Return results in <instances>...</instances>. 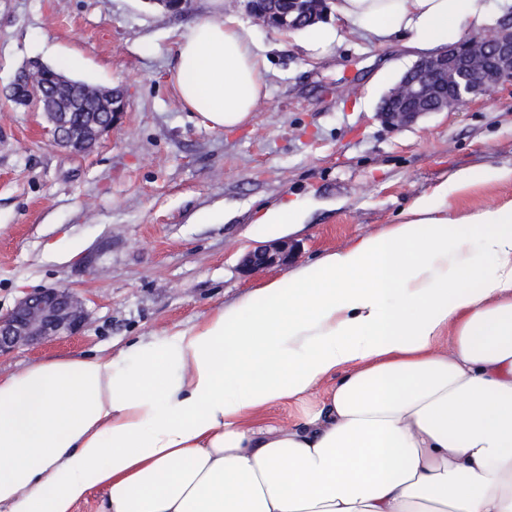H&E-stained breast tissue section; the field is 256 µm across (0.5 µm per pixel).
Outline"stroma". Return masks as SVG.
Instances as JSON below:
<instances>
[{
  "instance_id": "35a3bbf8",
  "label": "stroma",
  "mask_w": 512,
  "mask_h": 512,
  "mask_svg": "<svg viewBox=\"0 0 512 512\" xmlns=\"http://www.w3.org/2000/svg\"><path fill=\"white\" fill-rule=\"evenodd\" d=\"M225 13L265 47L267 96L251 121L213 130L169 82L175 36L210 0L173 13L155 0H0V315L44 288L68 286L89 318L73 336L0 356L5 378L50 359H119L130 344L187 329L288 270L386 232L416 198L459 170L512 168V87L393 128L384 95L417 58L403 40L344 33L314 59L295 36L264 27L246 0ZM80 55L76 79L123 91L126 114L96 148L54 147L41 113L5 90L29 62ZM305 200L288 268L242 274L269 238L263 209ZM512 203V180L479 181L449 200L461 221ZM262 409L254 426L300 421L334 384Z\"/></svg>"
}]
</instances>
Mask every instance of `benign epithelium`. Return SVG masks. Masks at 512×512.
I'll use <instances>...</instances> for the list:
<instances>
[{
	"mask_svg": "<svg viewBox=\"0 0 512 512\" xmlns=\"http://www.w3.org/2000/svg\"><path fill=\"white\" fill-rule=\"evenodd\" d=\"M327 9L324 0H285L282 11H269L248 0L251 16L269 28L299 29L316 21ZM491 50L496 66L487 69L476 56V47ZM43 68L27 69V83L15 78L10 100L34 106L45 115L53 144L74 153L90 152L100 138L122 118L125 102L112 89H98L93 108L61 100L59 87L48 86ZM501 84H512V14L490 36L458 40L437 53L420 59L384 98L380 112L394 127L408 125L428 112L461 107L490 93ZM297 244L286 239L255 248L241 258L240 268L253 273L284 267L293 259ZM88 319L82 298L67 287L45 288L21 298L0 316V356L19 346H36L57 336H73Z\"/></svg>",
	"mask_w": 512,
	"mask_h": 512,
	"instance_id": "1",
	"label": "benign epithelium"
}]
</instances>
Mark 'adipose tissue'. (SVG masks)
Instances as JSON below:
<instances>
[{
  "label": "adipose tissue",
  "instance_id": "1",
  "mask_svg": "<svg viewBox=\"0 0 512 512\" xmlns=\"http://www.w3.org/2000/svg\"><path fill=\"white\" fill-rule=\"evenodd\" d=\"M215 13L176 40L171 84L212 129L248 124L268 59ZM340 19L426 53L482 0H337ZM462 170L380 235L269 281L202 323L110 358L0 379V512H512V203L458 222ZM293 199L258 222L297 231ZM451 354L435 352L446 329ZM337 383L298 424L259 410Z\"/></svg>",
  "mask_w": 512,
  "mask_h": 512
}]
</instances>
